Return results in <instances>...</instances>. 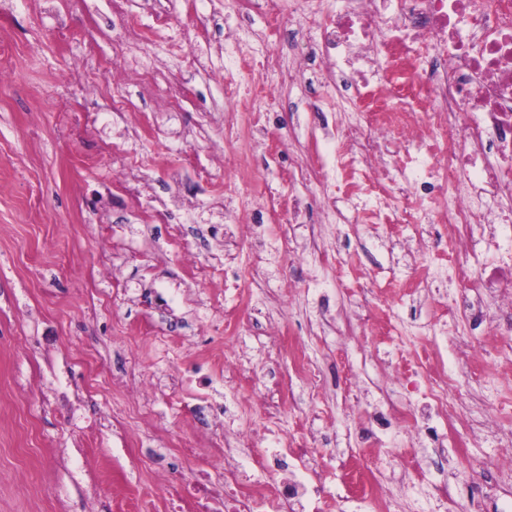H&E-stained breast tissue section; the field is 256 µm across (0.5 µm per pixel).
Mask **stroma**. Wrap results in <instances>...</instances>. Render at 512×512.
<instances>
[{"label": "stroma", "mask_w": 512, "mask_h": 512, "mask_svg": "<svg viewBox=\"0 0 512 512\" xmlns=\"http://www.w3.org/2000/svg\"><path fill=\"white\" fill-rule=\"evenodd\" d=\"M87 3L73 14L66 0H0L13 74L0 83V512H136L146 499L168 512L164 484L187 472L175 451L183 426L207 469L220 464L214 434L234 448L241 429L257 448L295 434L320 448L321 487L337 501L350 494L341 456H364L390 512H512V461L499 457L512 436V346H486L512 303L488 292L484 317L438 337L442 366L460 379L439 440L402 422L418 395L390 382L417 370L438 313L461 297L449 267L486 264L483 239L505 241L506 229L481 223L458 241L444 224H363L341 183L325 201L336 93L304 83L295 43L269 31L264 10L124 0L121 20L113 0ZM163 9L170 25L147 54L109 74L126 53V20L146 28ZM193 52L205 68L191 70ZM272 54L281 68L261 69ZM146 69L153 83L141 82ZM228 81L246 103L226 96ZM271 83L282 87L274 101ZM114 98L129 111L106 112ZM251 107L266 111V132L251 130ZM116 142L140 207L112 179ZM151 209L166 223L148 222ZM193 261L214 266L207 285L192 279ZM425 262L434 277L412 282ZM212 351L229 354L213 401L257 392L270 419L199 413L186 379ZM80 352L96 355L97 379ZM134 364L148 392L127 383ZM129 394L148 418L126 441L97 423Z\"/></svg>", "instance_id": "obj_1"}]
</instances>
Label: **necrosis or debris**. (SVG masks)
<instances>
[{"mask_svg": "<svg viewBox=\"0 0 512 512\" xmlns=\"http://www.w3.org/2000/svg\"><path fill=\"white\" fill-rule=\"evenodd\" d=\"M288 16L317 23L311 61H330L323 80L338 100L375 117L362 166L426 126L400 160L415 204L399 215L379 202L364 208L365 221L445 224L467 235L481 218L512 215V0H339L331 15L324 0H288ZM492 249L484 267L453 266L465 292L512 288V248ZM307 492L272 472L245 480L235 466L220 484L199 469L167 485L171 512H302Z\"/></svg>", "mask_w": 512, "mask_h": 512, "instance_id": "obj_1", "label": "necrosis or debris"}]
</instances>
